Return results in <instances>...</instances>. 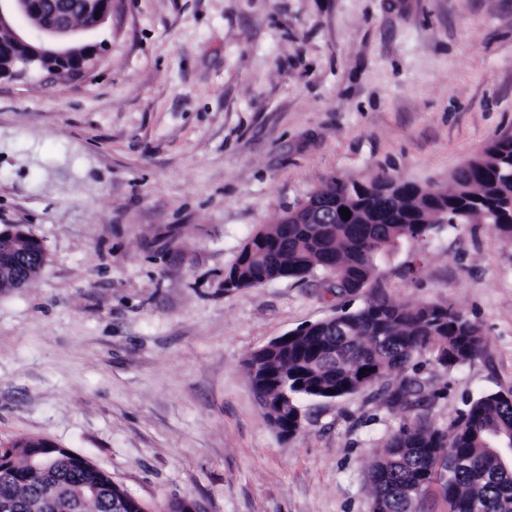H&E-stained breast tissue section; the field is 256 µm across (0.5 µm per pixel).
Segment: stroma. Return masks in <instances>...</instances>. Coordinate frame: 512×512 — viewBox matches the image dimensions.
<instances>
[{"label":"stroma","instance_id":"35a3bbf8","mask_svg":"<svg viewBox=\"0 0 512 512\" xmlns=\"http://www.w3.org/2000/svg\"><path fill=\"white\" fill-rule=\"evenodd\" d=\"M92 38L83 76L0 80V225L46 252L0 289V447L69 449L150 512H371L403 410L307 400L283 438L247 376L252 352L334 315L327 275L228 293L224 272L330 178L443 187L512 135V0H112ZM376 278L486 333L455 368L420 357L437 426L512 390V243L444 225Z\"/></svg>","mask_w":512,"mask_h":512}]
</instances>
